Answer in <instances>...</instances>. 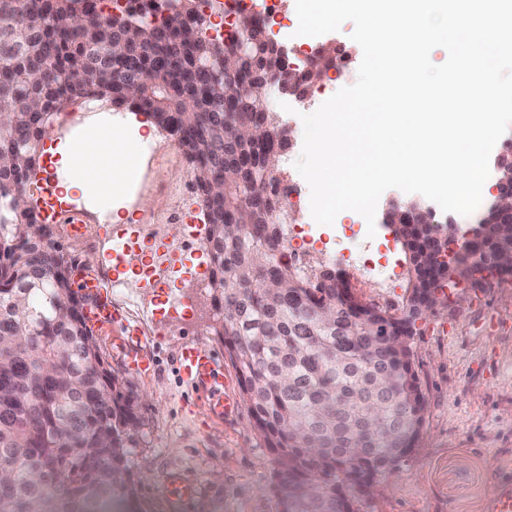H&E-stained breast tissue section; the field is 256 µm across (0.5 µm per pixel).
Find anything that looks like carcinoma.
Listing matches in <instances>:
<instances>
[{"instance_id": "cac0c4a2", "label": "carcinoma", "mask_w": 512, "mask_h": 512, "mask_svg": "<svg viewBox=\"0 0 512 512\" xmlns=\"http://www.w3.org/2000/svg\"><path fill=\"white\" fill-rule=\"evenodd\" d=\"M137 2L126 0L118 13H103L91 28L68 36L46 22L42 0H0V154L17 155L0 170V512H102L111 499L127 501L125 484L104 481L100 472L125 470L137 421L133 405L118 379L100 370L103 357L89 344L93 328L86 316L57 320L51 314L54 306L67 309L93 296L74 289L69 266L75 260L52 225L40 220L38 203L13 205L15 196H30L40 146L54 133L43 113L58 115L79 98L146 113L187 148L205 203L204 251L214 301L224 310V349L255 428L278 455L275 488L283 512H352L344 483L357 486L393 472L422 426L424 397L400 337L412 336L452 279L474 281L487 262L512 252V209L504 208L496 224L481 214L484 240L460 246L450 267L425 261L448 244L445 228L429 212L395 205L401 217L394 239L409 261L399 315L360 301L337 282L300 278L290 287H268L295 276L279 261L283 243L263 238L286 205L288 187L248 181L213 197L208 186L224 168L245 167L283 148L286 133L267 130L261 148L245 139L198 144L181 136L178 120L212 130L220 123L261 125L273 120L278 87L268 79L272 72L287 75L304 94L342 57L329 48L293 68L259 19L247 35L225 14L220 25L212 23L203 0H160L153 14ZM181 11L197 15L204 36L191 51L162 46L154 26ZM248 37L254 42L241 71L251 90L243 100L224 90L228 103L221 109L219 99L198 93L195 62L233 54ZM114 41L132 49L122 66L110 64ZM161 53L169 65L155 76V103L125 97L123 88ZM71 71L80 82L64 89ZM244 210L250 223L243 238L224 235V217Z\"/></svg>"}]
</instances>
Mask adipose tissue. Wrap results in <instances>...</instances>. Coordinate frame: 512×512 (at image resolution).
I'll list each match as a JSON object with an SVG mask.
<instances>
[{"label":"adipose tissue","mask_w":512,"mask_h":512,"mask_svg":"<svg viewBox=\"0 0 512 512\" xmlns=\"http://www.w3.org/2000/svg\"><path fill=\"white\" fill-rule=\"evenodd\" d=\"M154 129L148 118L91 113L64 138L46 144L43 158L54 174L58 203L117 214L136 176L139 148L147 144V134Z\"/></svg>","instance_id":"obj_1"}]
</instances>
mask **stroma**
<instances>
[{
	"mask_svg": "<svg viewBox=\"0 0 512 512\" xmlns=\"http://www.w3.org/2000/svg\"><path fill=\"white\" fill-rule=\"evenodd\" d=\"M352 22L326 40L351 58L346 73L329 77L305 98L275 94L289 105L283 113L292 145L279 165L292 193L296 215L286 225L289 247L298 249L301 269L316 278L326 266L343 267L353 292L365 303L400 313L408 284V262L384 224L374 237L365 219L340 213L337 224L359 228L344 245L335 226L314 223L310 189L296 170L303 145L302 115L316 111L339 89L352 85L362 59L351 38ZM143 168L126 202L129 224L107 225L102 214L84 211L93 242L58 237L106 295L112 321L96 331L98 345L134 403L139 419L127 450L126 484L131 512H282L273 488L278 461L254 429L237 372L218 336L220 315L211 291L194 271L203 260L206 226L192 188L193 170L165 131L142 150ZM137 329L140 354L154 361L151 374L127 366L128 329ZM197 342L209 349L233 408L218 418L206 394L183 383L176 358ZM413 369L425 399L424 422L410 454L392 474L377 476L383 494L356 493L354 512H493L500 475L512 471V278L487 275L480 287L456 288L415 324L408 340ZM196 487L183 502L166 493L170 477Z\"/></svg>",
	"mask_w": 512,
	"mask_h": 512,
	"instance_id": "stroma-1",
	"label": "stroma"
}]
</instances>
